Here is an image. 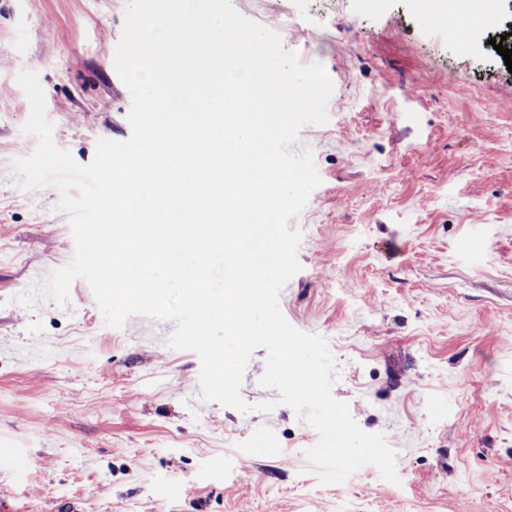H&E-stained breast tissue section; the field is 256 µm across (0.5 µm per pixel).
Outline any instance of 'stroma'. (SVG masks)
I'll return each mask as SVG.
<instances>
[{
	"label": "stroma",
	"mask_w": 512,
	"mask_h": 512,
	"mask_svg": "<svg viewBox=\"0 0 512 512\" xmlns=\"http://www.w3.org/2000/svg\"><path fill=\"white\" fill-rule=\"evenodd\" d=\"M333 82L305 126L321 178L289 222L302 269L280 308L325 338L333 396L397 452L321 484L318 433L259 385L271 412L203 399L175 324L109 326L76 280L64 305L19 295L73 257L58 190L18 186L38 74L56 145L81 164L127 140L114 67L126 0H0V503L9 512H512V72L455 42L419 0H231Z\"/></svg>",
	"instance_id": "1"
}]
</instances>
